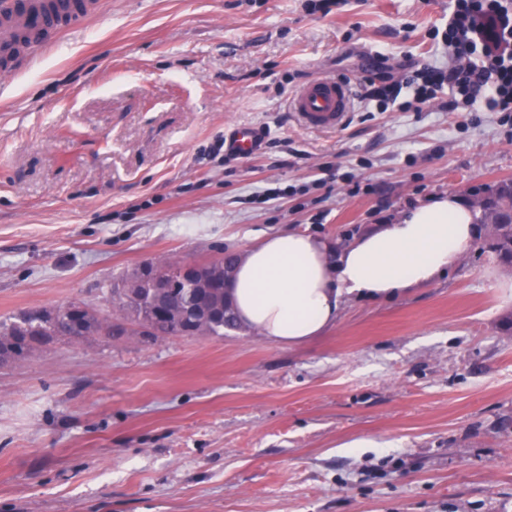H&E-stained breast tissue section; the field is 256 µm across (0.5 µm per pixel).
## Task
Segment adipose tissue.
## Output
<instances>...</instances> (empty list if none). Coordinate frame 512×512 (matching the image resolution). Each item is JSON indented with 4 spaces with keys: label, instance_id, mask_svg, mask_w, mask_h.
<instances>
[{
    "label": "adipose tissue",
    "instance_id": "ef3b65f1",
    "mask_svg": "<svg viewBox=\"0 0 512 512\" xmlns=\"http://www.w3.org/2000/svg\"><path fill=\"white\" fill-rule=\"evenodd\" d=\"M476 236L471 207L453 194L344 244L281 232L238 252L227 296L243 329L297 347L335 325L346 297L390 298L434 281Z\"/></svg>",
    "mask_w": 512,
    "mask_h": 512
}]
</instances>
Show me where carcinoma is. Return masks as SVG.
<instances>
[{"label": "carcinoma", "instance_id": "cac0c4a2", "mask_svg": "<svg viewBox=\"0 0 512 512\" xmlns=\"http://www.w3.org/2000/svg\"><path fill=\"white\" fill-rule=\"evenodd\" d=\"M493 253L498 257L500 264L512 267V225L499 224L496 226L495 241L492 246ZM232 254L224 253L221 257L204 263L203 278L206 288L202 289L198 283L192 281L186 285L169 291L167 296L161 298L156 289L142 287L139 289V299L127 302L123 298L124 289H112V307L119 312L120 318L130 320L137 324L146 318L156 320L162 336H172L174 331L169 328L167 320L156 317V309L165 305L171 316L178 318L188 327H194L197 315L195 303L200 292L207 293L209 305L223 306L222 316L207 322L202 332L209 336H222L226 330L239 328L232 308L226 304L224 291V265L231 264ZM54 319L46 324L32 320L30 311L25 310L17 315L0 319V347L12 350L15 361L25 360L33 351L39 348V343L33 341L35 336H56L60 339L69 333L72 323L82 326L85 336H100L107 331L110 336H121L125 329L112 323L107 317H102L88 305L70 301L53 307Z\"/></svg>", "mask_w": 512, "mask_h": 512}]
</instances>
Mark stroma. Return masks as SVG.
Wrapping results in <instances>:
<instances>
[{
	"instance_id": "stroma-1",
	"label": "stroma",
	"mask_w": 512,
	"mask_h": 512,
	"mask_svg": "<svg viewBox=\"0 0 512 512\" xmlns=\"http://www.w3.org/2000/svg\"><path fill=\"white\" fill-rule=\"evenodd\" d=\"M448 0H105L0 86V318L286 230L348 240L512 180V119L376 111L368 78L443 66ZM353 80L339 130L300 86ZM259 152L228 162L232 127ZM279 190L275 199L266 189ZM512 272L471 247L299 347L221 336L54 341L0 366V512H512ZM376 440L373 448L357 447ZM352 95L350 80L322 76L298 88L290 98V108L303 129L336 130L348 120Z\"/></svg>"
}]
</instances>
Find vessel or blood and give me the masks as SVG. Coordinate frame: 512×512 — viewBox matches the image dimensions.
Segmentation results:
<instances>
[{
	"mask_svg": "<svg viewBox=\"0 0 512 512\" xmlns=\"http://www.w3.org/2000/svg\"><path fill=\"white\" fill-rule=\"evenodd\" d=\"M101 0H73L58 7L51 0H0V75L15 78L31 71L55 48L62 36L97 16ZM350 80L323 76L298 88L290 98L300 127L330 131L344 126L352 107ZM260 131L236 127L229 144L235 154L250 157L258 151Z\"/></svg>",
	"mask_w": 512,
	"mask_h": 512,
	"instance_id": "1",
	"label": "vessel or blood"
}]
</instances>
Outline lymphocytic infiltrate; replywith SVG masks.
<instances>
[{"mask_svg": "<svg viewBox=\"0 0 512 512\" xmlns=\"http://www.w3.org/2000/svg\"><path fill=\"white\" fill-rule=\"evenodd\" d=\"M445 28H432L431 38L451 49L456 66H425L395 82L367 92L377 109L398 105L421 111L441 91H449L447 111H477L479 104L495 112H512V0H450Z\"/></svg>", "mask_w": 512, "mask_h": 512, "instance_id": "obj_1", "label": "lymphocytic infiltrate"}]
</instances>
